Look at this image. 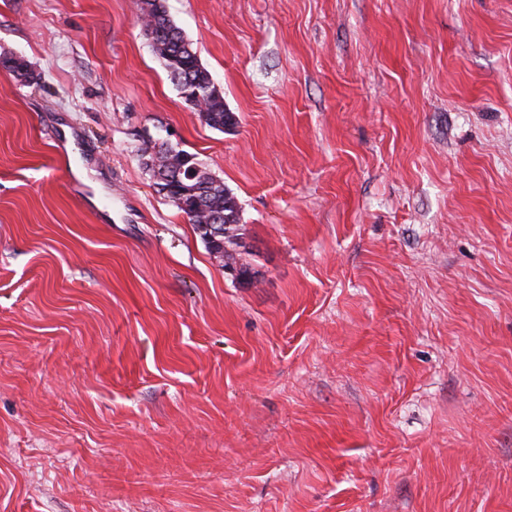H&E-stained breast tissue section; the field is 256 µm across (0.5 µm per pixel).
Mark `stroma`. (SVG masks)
Wrapping results in <instances>:
<instances>
[{"instance_id": "obj_1", "label": "stroma", "mask_w": 512, "mask_h": 512, "mask_svg": "<svg viewBox=\"0 0 512 512\" xmlns=\"http://www.w3.org/2000/svg\"><path fill=\"white\" fill-rule=\"evenodd\" d=\"M140 7L0 0V512H512V0H167L224 132ZM140 16L154 22L146 35H155L157 47L153 49L156 56L164 63L171 80L183 96L188 98L201 96L209 98L208 112L202 114L206 124L212 128L224 130L225 126H235L237 120L233 112L227 111L224 95L221 91L215 95L209 92L210 72L201 64L197 51L187 41L180 29L169 17L165 0H142ZM223 127V128H222ZM177 145L170 141H163L158 143L155 150L152 151L154 161L146 160L150 165L157 164V157L164 154L160 159L157 167H146L152 172L153 177L156 179L155 185H158L160 191H165L167 186L171 187L177 183V176H181V172L175 174L178 169L184 167L187 169L193 165V169L201 170L204 168V173L196 181L197 190L196 194L198 203L193 209L194 217L191 219L195 229L199 232V226L202 224L200 231L203 236L213 245L220 244L222 241L218 239L223 232L220 229V224H224V267L226 265H238L246 270H252L248 263L242 261V250L245 251L244 238V225L241 224L240 207L235 195L224 186V183L214 177L204 166V164H195L198 160L196 154L189 153L188 151L179 148L176 153ZM161 154H158V152ZM169 158L166 155H173ZM199 161V160H198ZM195 164V165H194ZM170 180L164 182L166 178ZM176 191H178V204L184 209L189 211L193 201L195 189L189 183L180 182ZM165 193L166 197L182 212L184 210L176 203L173 196L177 194L175 191ZM216 216L220 220L217 223ZM201 238L202 234L199 232Z\"/></svg>"}]
</instances>
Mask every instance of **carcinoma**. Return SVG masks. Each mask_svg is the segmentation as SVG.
Here are the masks:
<instances>
[{
  "label": "carcinoma",
  "instance_id": "carcinoma-1",
  "mask_svg": "<svg viewBox=\"0 0 512 512\" xmlns=\"http://www.w3.org/2000/svg\"><path fill=\"white\" fill-rule=\"evenodd\" d=\"M141 15L153 22L150 34L157 41L154 53L163 61L181 94L188 98H209L208 112L203 114L206 124L219 130L228 125H236L224 105V95L209 92L210 72L201 64L197 51L169 17L165 0H142ZM0 66L20 80L28 77V64L21 59L0 57ZM197 160V155L180 148L171 158L162 156L158 165L150 168V171L156 179V185L163 191L177 184L178 169L188 168ZM196 185L198 203L193 208L192 224L196 227L217 222L224 224V264L251 269L249 264L242 261L244 228L237 198L207 170L196 181Z\"/></svg>",
  "mask_w": 512,
  "mask_h": 512
}]
</instances>
